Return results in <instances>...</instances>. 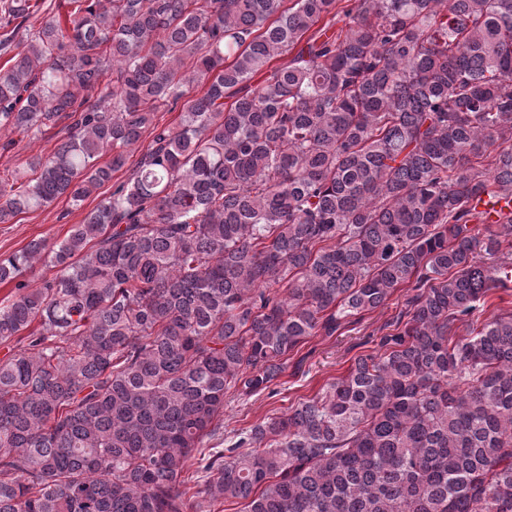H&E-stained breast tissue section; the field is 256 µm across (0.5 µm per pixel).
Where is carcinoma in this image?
<instances>
[{"instance_id":"cac0c4a2","label":"carcinoma","mask_w":512,"mask_h":512,"mask_svg":"<svg viewBox=\"0 0 512 512\" xmlns=\"http://www.w3.org/2000/svg\"><path fill=\"white\" fill-rule=\"evenodd\" d=\"M283 2L0 0V127L64 130L0 224L113 182L0 258V512H187L194 460L244 512H512V262L478 259L512 216L469 228L512 194V0ZM403 288L378 351L205 454L227 394ZM472 205L475 207L477 213H489L491 219L496 220L497 215L494 211H498L501 214H510V212H512V197L505 195L495 202H490L486 195H479L473 199Z\"/></svg>"}]
</instances>
